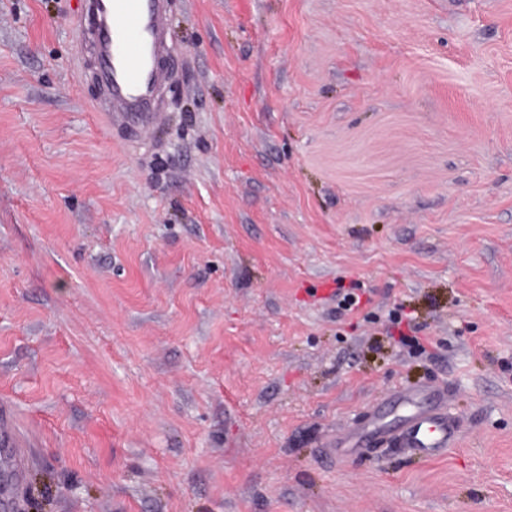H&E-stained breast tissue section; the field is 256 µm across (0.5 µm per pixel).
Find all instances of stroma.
Instances as JSON below:
<instances>
[{"instance_id":"35a3bbf8","label":"stroma","mask_w":512,"mask_h":512,"mask_svg":"<svg viewBox=\"0 0 512 512\" xmlns=\"http://www.w3.org/2000/svg\"><path fill=\"white\" fill-rule=\"evenodd\" d=\"M167 3L135 134L85 0H0L11 512H512V0ZM438 385L445 456L330 451Z\"/></svg>"}]
</instances>
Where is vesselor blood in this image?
<instances>
[{
    "instance_id": "1",
    "label": "vessel or blood",
    "mask_w": 512,
    "mask_h": 512,
    "mask_svg": "<svg viewBox=\"0 0 512 512\" xmlns=\"http://www.w3.org/2000/svg\"><path fill=\"white\" fill-rule=\"evenodd\" d=\"M88 10L96 20L97 60L109 92L106 111L132 127L149 126L160 115L158 92L167 79L156 64L166 46L165 0H88ZM396 402L404 407L397 425L374 416L337 431L330 448L359 455L391 441L421 459L445 454L457 433L448 416L447 388H408L397 393ZM24 445L0 405V472L16 481L22 477L19 450Z\"/></svg>"
}]
</instances>
